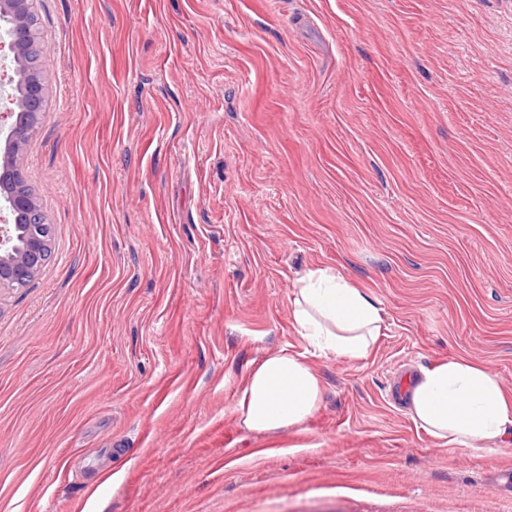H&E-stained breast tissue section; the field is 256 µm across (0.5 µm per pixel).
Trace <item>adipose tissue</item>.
Returning a JSON list of instances; mask_svg holds the SVG:
<instances>
[{
    "mask_svg": "<svg viewBox=\"0 0 512 512\" xmlns=\"http://www.w3.org/2000/svg\"><path fill=\"white\" fill-rule=\"evenodd\" d=\"M291 302L305 350L281 348L251 365L234 413L253 432L299 426L319 410L322 383L307 355L365 360L385 327L379 305L330 268L308 271ZM407 403L414 424L444 447L476 452L512 436V397L494 372L466 356L422 370Z\"/></svg>",
    "mask_w": 512,
    "mask_h": 512,
    "instance_id": "obj_1",
    "label": "adipose tissue"
}]
</instances>
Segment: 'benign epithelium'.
I'll return each mask as SVG.
<instances>
[{"instance_id":"7a95c632","label":"benign epithelium","mask_w":512,"mask_h":512,"mask_svg":"<svg viewBox=\"0 0 512 512\" xmlns=\"http://www.w3.org/2000/svg\"><path fill=\"white\" fill-rule=\"evenodd\" d=\"M31 0H0V49L8 48L12 75L0 77V101L10 105L12 122L0 124V289L32 281L44 263L52 225L23 184L19 161L29 138V129L20 124L26 112L35 119L42 111L44 88L39 73L32 67L35 32L30 11Z\"/></svg>"}]
</instances>
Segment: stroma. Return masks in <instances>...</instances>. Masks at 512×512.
I'll return each mask as SVG.
<instances>
[{
    "mask_svg": "<svg viewBox=\"0 0 512 512\" xmlns=\"http://www.w3.org/2000/svg\"><path fill=\"white\" fill-rule=\"evenodd\" d=\"M31 12L20 167L54 239L0 290V512H512V438L442 448L389 398L459 354L512 394V0ZM316 268L387 328L309 357L304 425L249 431L244 377L302 351L288 296Z\"/></svg>",
    "mask_w": 512,
    "mask_h": 512,
    "instance_id": "obj_1",
    "label": "stroma"
}]
</instances>
